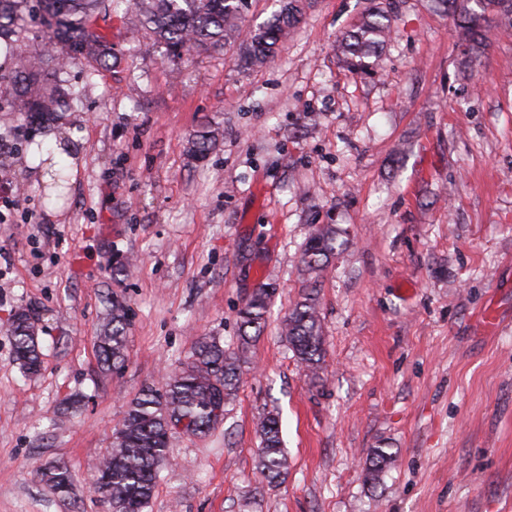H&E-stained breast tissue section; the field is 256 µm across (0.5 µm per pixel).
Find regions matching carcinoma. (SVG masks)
<instances>
[{"label":"carcinoma","instance_id":"1","mask_svg":"<svg viewBox=\"0 0 512 512\" xmlns=\"http://www.w3.org/2000/svg\"><path fill=\"white\" fill-rule=\"evenodd\" d=\"M435 7L458 19V28L466 50V62L472 63L485 46V27L493 16L512 24V0H432ZM476 7H471V4ZM135 15L153 43L165 48L168 57L180 59L190 52L239 43L238 61L244 68L261 66L273 60L281 44L296 29L304 5L280 0L279 9L262 25L243 31L246 0H0V39L10 38V52L16 67L9 77V97H0V109L19 113L28 122L50 123L74 96L62 88L58 76L69 64L85 60L93 71L106 69L118 61V55L97 20L116 6ZM392 2L371 6L359 25L340 41L348 70L358 76L372 69L369 58L383 49L392 31ZM41 15L47 22L58 51L54 54L27 51L25 20ZM218 130L204 127L191 138L194 159L204 161L216 146ZM347 240L335 224H322L306 241L302 251L303 271L316 283ZM272 284L254 289L239 311L238 345L226 350L215 338L200 336L191 356L169 375L162 388L148 387L134 398L125 419L113 434L111 452L94 466L93 488L108 512H145L165 460L170 435L181 428L192 435L207 434L223 420L224 407L236 395L242 364L265 322L269 304L275 295ZM128 326L126 305L114 300L108 321L97 336L102 370L119 369L125 362L124 338ZM13 340L15 361L29 375L41 365L36 327L31 313L19 309L6 327ZM281 334L294 357L311 373H316L325 356L320 312L314 293L305 294L294 304L282 322ZM260 448L257 468L268 483H276L288 474V454L283 446L279 419L273 414L257 424ZM394 461V455L374 448L365 463L366 478L375 483L379 474ZM41 481L57 497H67L73 489L71 471L61 463L39 469Z\"/></svg>","mask_w":512,"mask_h":512}]
</instances>
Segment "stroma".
Here are the masks:
<instances>
[{"label": "stroma", "mask_w": 512, "mask_h": 512, "mask_svg": "<svg viewBox=\"0 0 512 512\" xmlns=\"http://www.w3.org/2000/svg\"><path fill=\"white\" fill-rule=\"evenodd\" d=\"M370 0H310L278 56L247 69L236 44L180 61L123 10L100 22L121 55L89 73L46 130L9 136L0 196V328L21 307L42 368L24 375L0 331V512H103L92 468L130 401L162 386L193 342L237 345L238 310L276 295L209 436L170 439L146 512H512V26L491 24L475 65L452 16L397 0L370 75L338 38ZM218 127L206 161L189 152ZM70 145L51 203L30 149ZM320 224L348 242L317 284L326 354L309 374L279 334L308 283ZM129 309L126 362L98 363L105 296ZM495 318L486 327L485 314ZM276 410L290 468L256 471V422ZM374 448L395 463L365 477ZM66 463L70 498L37 470Z\"/></svg>", "instance_id": "35a3bbf8"}]
</instances>
